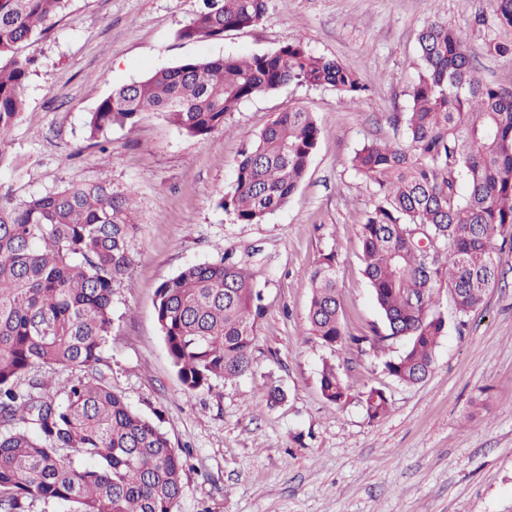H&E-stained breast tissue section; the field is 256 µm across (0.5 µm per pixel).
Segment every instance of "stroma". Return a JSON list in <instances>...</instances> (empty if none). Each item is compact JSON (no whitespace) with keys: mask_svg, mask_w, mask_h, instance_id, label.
Wrapping results in <instances>:
<instances>
[{"mask_svg":"<svg viewBox=\"0 0 512 512\" xmlns=\"http://www.w3.org/2000/svg\"><path fill=\"white\" fill-rule=\"evenodd\" d=\"M202 5L70 0L55 26L23 49L35 65L9 135L13 164L0 170V190L19 202L104 175L134 191L136 264L112 294V386L183 450L178 512H512V248L503 247L499 282L465 326L447 291L437 290L448 329L421 384H399L384 370L403 341L382 351L334 350L304 333L310 274L330 251L347 334L381 326L355 229L373 187L351 159L364 142L401 141L386 115L410 107L417 36L431 21L448 22L474 48L482 79L512 86V60L484 50L491 0H268L255 26L220 40L180 39ZM299 37L315 55L358 71L366 95L353 102L329 87L292 83L244 101L204 139L147 112L92 145L89 114L113 87L187 60L271 52ZM289 107L311 112L323 128L307 174L283 208L258 224L237 223L218 202L244 149ZM226 249L251 266L262 293L255 372L191 398L168 357L155 294L183 267L217 261ZM326 363L350 386L346 403L324 399ZM267 383L279 386L283 402L267 403ZM372 386L391 402L377 420L359 397Z\"/></svg>","mask_w":512,"mask_h":512,"instance_id":"obj_1","label":"stroma"}]
</instances>
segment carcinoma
Listing matches in <instances>:
<instances>
[{
  "instance_id": "cac0c4a2",
  "label": "carcinoma",
  "mask_w": 512,
  "mask_h": 512,
  "mask_svg": "<svg viewBox=\"0 0 512 512\" xmlns=\"http://www.w3.org/2000/svg\"><path fill=\"white\" fill-rule=\"evenodd\" d=\"M67 2L0 0V169L33 66L19 49L53 27ZM266 3L204 0L179 37L221 39L257 24ZM494 15L498 28L512 29V0H494ZM418 46L422 70L410 110L393 116L405 143L367 141L352 159L374 187L375 202L356 229L383 330L346 333L332 251L311 272L305 328L341 349L405 339L384 369L409 386L432 372L447 332L435 289L447 290L464 324L498 283L496 242L512 245V89L478 76L470 47L446 22L424 27ZM485 49L512 59V40L489 38ZM291 83L332 87L352 100L367 90L356 70L313 54L299 37L270 53L188 60L114 88L89 113L90 137L155 112L204 139L242 102ZM320 134L311 113H278L241 154L219 206L240 224H259L283 208ZM134 228L133 192L106 177L22 202L0 192V512H32L38 503L63 512H177L182 450L131 409L106 373L112 293L135 265ZM154 306L188 396L253 371L262 306L247 264L226 252L217 262L187 265L159 285ZM63 371L67 378L55 377ZM320 387L332 404L350 397L332 364L323 366ZM362 399L372 419L390 411L380 388Z\"/></svg>"
}]
</instances>
